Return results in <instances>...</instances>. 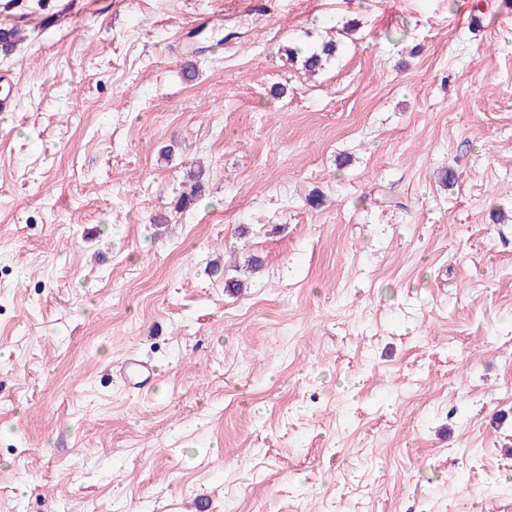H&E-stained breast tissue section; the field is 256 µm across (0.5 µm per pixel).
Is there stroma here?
Here are the masks:
<instances>
[{
	"instance_id": "obj_1",
	"label": "stroma",
	"mask_w": 512,
	"mask_h": 512,
	"mask_svg": "<svg viewBox=\"0 0 512 512\" xmlns=\"http://www.w3.org/2000/svg\"><path fill=\"white\" fill-rule=\"evenodd\" d=\"M113 2L0 7V512H507L512 0ZM206 178V172L202 168H198L196 171L191 173V186L189 191L183 192L175 203L177 210H182L197 201L201 197V191Z\"/></svg>"
}]
</instances>
